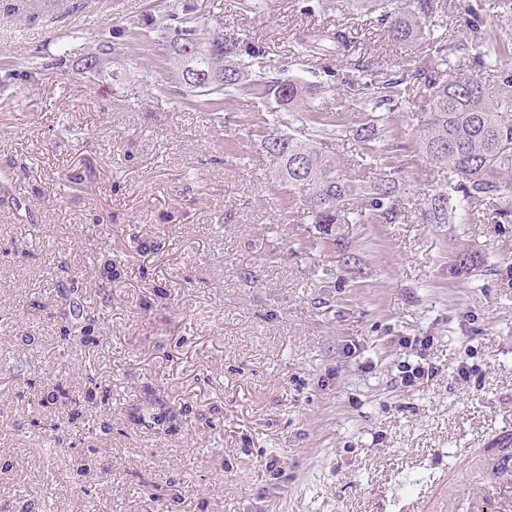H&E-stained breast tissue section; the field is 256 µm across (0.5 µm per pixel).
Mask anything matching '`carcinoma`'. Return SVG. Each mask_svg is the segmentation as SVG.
<instances>
[{
    "mask_svg": "<svg viewBox=\"0 0 512 512\" xmlns=\"http://www.w3.org/2000/svg\"><path fill=\"white\" fill-rule=\"evenodd\" d=\"M407 9H392V0H358L359 7L380 12L387 23L388 37L403 45L419 42L424 25L437 10L435 0H413ZM472 21L467 23L469 36L451 39L441 34L426 45L418 65L407 74L381 82L374 92L372 81L361 85L358 93L371 115L360 123L355 135L371 145L385 133L384 113L395 112L407 103L402 85L414 83L419 96L415 105L425 114L416 134V151L434 165L447 170V181L427 199L422 220L427 224L479 221L478 207H493L491 223H512V71L497 66L506 46L487 44L486 51L475 57V64L493 73L495 90L479 79L462 78L448 71V59L469 51V44L486 35L475 22L478 9L469 8ZM152 40L165 56L173 60L175 81L162 90L177 99L196 100L216 112L222 111L224 97L240 89L245 81L259 85L276 104L293 111L307 103L314 104L326 88L323 81L306 87L297 85L263 65L264 51L224 29L216 17L203 26L176 9L165 6L152 19ZM126 29L108 27L99 33L89 51L73 44L70 36L59 37L57 54L44 64L29 58L3 68L0 87L22 81L40 67H63L74 55H80L90 75L100 81L112 78V59ZM335 46L336 55L350 52L348 35L334 32L304 34L298 43L314 53L322 42ZM340 137L336 128H320L304 134L273 131L263 135L262 146L274 157L277 168L274 180L299 201L297 223L310 224L317 240L336 246L338 224H397L405 219L403 193L407 163L381 169L373 176L353 175L336 158L333 142ZM57 287L69 299L60 311L64 320L63 340L90 341L93 332L89 310L83 304L84 280L69 266L62 265L56 274Z\"/></svg>",
    "mask_w": 512,
    "mask_h": 512,
    "instance_id": "cac0c4a2",
    "label": "carcinoma"
}]
</instances>
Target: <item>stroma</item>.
<instances>
[{"mask_svg": "<svg viewBox=\"0 0 512 512\" xmlns=\"http://www.w3.org/2000/svg\"><path fill=\"white\" fill-rule=\"evenodd\" d=\"M158 3L0 0V66L52 57L65 34L90 46L108 25L132 31L112 79L72 60L0 92V512H468L450 492L494 484L488 444L512 434V224L423 223L445 176L416 153L408 105L377 147L410 161L409 216L337 225L347 272L272 181L262 87L225 98L218 122L155 91L173 74L145 36ZM169 3L222 18L299 85L333 70L298 117L347 125L335 150L361 174L352 86L413 68L419 48L353 0ZM338 27L352 57L302 55L299 34ZM461 254L474 270L459 276ZM108 260L118 281L96 274ZM64 263L89 284L87 346L61 339ZM421 358L432 377L406 386ZM464 363L479 370L467 382ZM58 385L109 407L70 419L42 402ZM137 410L176 421L136 425Z\"/></svg>", "mask_w": 512, "mask_h": 512, "instance_id": "stroma-1", "label": "stroma"}]
</instances>
